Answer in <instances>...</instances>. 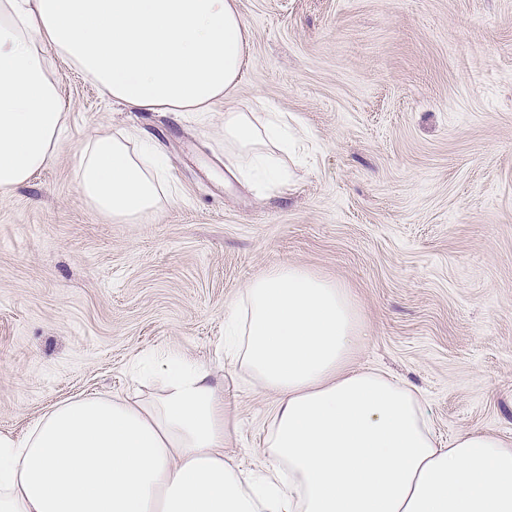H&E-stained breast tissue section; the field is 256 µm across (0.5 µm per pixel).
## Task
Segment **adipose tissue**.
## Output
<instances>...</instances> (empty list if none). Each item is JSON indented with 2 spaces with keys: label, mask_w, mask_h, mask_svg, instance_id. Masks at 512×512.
I'll return each instance as SVG.
<instances>
[{
  "label": "adipose tissue",
  "mask_w": 512,
  "mask_h": 512,
  "mask_svg": "<svg viewBox=\"0 0 512 512\" xmlns=\"http://www.w3.org/2000/svg\"><path fill=\"white\" fill-rule=\"evenodd\" d=\"M250 32L236 0H0V190L52 160L68 111L65 62L138 112H211L256 194L285 179L304 130L264 100L238 105ZM78 189L139 224L172 193L131 127L87 142ZM224 348L274 397L259 462L225 455L235 427L210 369L159 347L140 358L157 392L82 395L0 434V512H512V439L437 440L419 394L352 367L362 334L348 288L294 264L247 283L225 313Z\"/></svg>",
  "instance_id": "ef3b65f1"
}]
</instances>
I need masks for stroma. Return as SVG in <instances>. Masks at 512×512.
I'll use <instances>...</instances> for the list:
<instances>
[{"instance_id":"obj_1","label":"stroma","mask_w":512,"mask_h":512,"mask_svg":"<svg viewBox=\"0 0 512 512\" xmlns=\"http://www.w3.org/2000/svg\"><path fill=\"white\" fill-rule=\"evenodd\" d=\"M251 31L235 99L263 96L310 150L259 197L208 118L130 112L55 73L69 122L53 161L0 191V433L66 399L134 394L165 346L210 364L250 468L273 397L220 360L224 312L291 263L350 289L354 366L418 388L440 441L512 437V0H236ZM142 128L173 200L117 224L77 186L90 139Z\"/></svg>"}]
</instances>
